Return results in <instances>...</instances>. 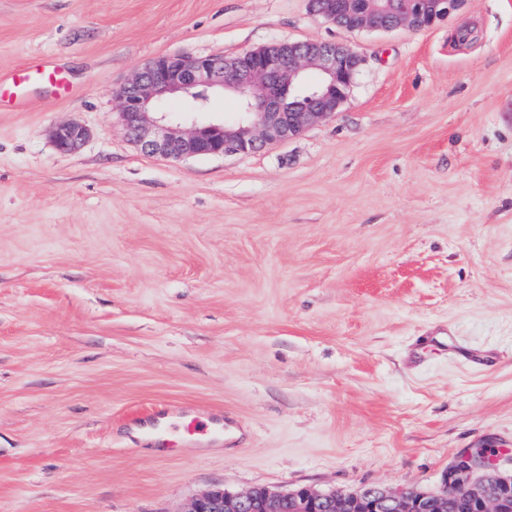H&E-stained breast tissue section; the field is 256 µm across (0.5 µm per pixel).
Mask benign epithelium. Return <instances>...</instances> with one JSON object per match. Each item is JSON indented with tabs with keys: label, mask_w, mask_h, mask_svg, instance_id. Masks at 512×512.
Here are the masks:
<instances>
[{
	"label": "benign epithelium",
	"mask_w": 512,
	"mask_h": 512,
	"mask_svg": "<svg viewBox=\"0 0 512 512\" xmlns=\"http://www.w3.org/2000/svg\"><path fill=\"white\" fill-rule=\"evenodd\" d=\"M309 0V8L347 31L430 29L459 10L465 0ZM362 58L333 41L276 42L233 56H160L146 63L117 94L119 114L129 138L143 152L165 158L248 155L286 142L343 105ZM322 83L308 87V69ZM233 92L240 118L199 119L210 96ZM169 97H182L187 107L177 115L160 108ZM293 100L289 107L285 100ZM88 137L77 123L56 126L52 138L65 153ZM498 461L457 458L440 488L404 491L376 484L354 492H319L301 487L286 492L268 488L231 494L210 490L195 498L186 512H448L450 491L469 504V512H512V474L497 472Z\"/></svg>",
	"instance_id": "obj_1"
}]
</instances>
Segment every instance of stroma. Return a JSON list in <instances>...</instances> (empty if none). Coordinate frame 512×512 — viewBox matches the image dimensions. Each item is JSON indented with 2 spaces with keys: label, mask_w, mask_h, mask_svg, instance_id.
Returning a JSON list of instances; mask_svg holds the SVG:
<instances>
[{
  "label": "stroma",
  "mask_w": 512,
  "mask_h": 512,
  "mask_svg": "<svg viewBox=\"0 0 512 512\" xmlns=\"http://www.w3.org/2000/svg\"><path fill=\"white\" fill-rule=\"evenodd\" d=\"M346 43L335 116L173 160L115 93L165 55ZM0 512H185L205 491L434 490L512 470V0L349 32L308 0H0ZM90 131L63 153L51 132ZM223 414L169 446L135 425ZM38 84L49 85L57 95H66L70 91V82L63 70L34 64L14 73L8 83L0 80V107L5 102L12 106L23 105L27 89ZM183 431L186 443H200L223 434L224 423L210 418L193 417L184 422Z\"/></svg>",
  "instance_id": "35a3bbf8"
}]
</instances>
